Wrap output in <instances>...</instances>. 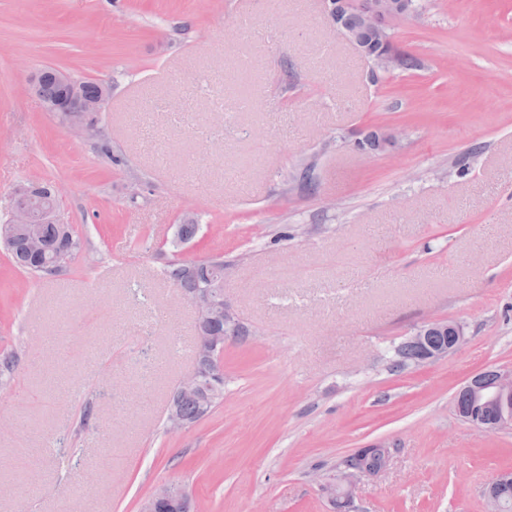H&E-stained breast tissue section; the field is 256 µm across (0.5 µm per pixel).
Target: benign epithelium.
I'll return each instance as SVG.
<instances>
[{"mask_svg": "<svg viewBox=\"0 0 512 512\" xmlns=\"http://www.w3.org/2000/svg\"><path fill=\"white\" fill-rule=\"evenodd\" d=\"M416 12L415 0H328V14L333 30L345 37L354 48L374 65L379 72L399 68L402 50L390 33V22L406 18ZM53 76L73 97L80 93V86L67 72L57 69ZM112 87H102V97L82 108H74L64 99L49 110L58 114L62 124L76 137L91 139L99 127L100 114L109 107ZM44 182L28 181V185L15 190L10 204L9 221L0 225V240L8 244L18 242L28 255L39 254L45 249L43 227L60 223V191L51 186L50 200L46 203L37 197ZM191 303L196 328L197 357L193 370L182 378L176 389L179 398L192 397L209 407L211 399L224 392V371L215 363L217 353L223 351L226 336L241 330V323L224 294V282L219 281L186 295ZM224 319V331L216 322ZM440 333L448 335L445 344L430 345L427 337ZM411 339L423 345L418 363L441 359L459 349L466 341L463 327L453 321L429 320L418 325ZM466 395L467 403L455 406L456 414L479 433L495 434L512 429V369L495 371L492 379L484 372L470 377L457 395ZM383 463L376 468H357L346 463L339 469L336 480L330 481L322 474L316 476L318 490L328 502L340 501L349 505L362 476H376L388 466L392 452L387 446L379 447ZM512 486V472L499 473L488 485L486 497L490 512H507L502 490ZM187 491L181 485L170 483L156 487L143 501L141 512H181Z\"/></svg>", "mask_w": 512, "mask_h": 512, "instance_id": "benign-epithelium-1", "label": "benign epithelium"}]
</instances>
